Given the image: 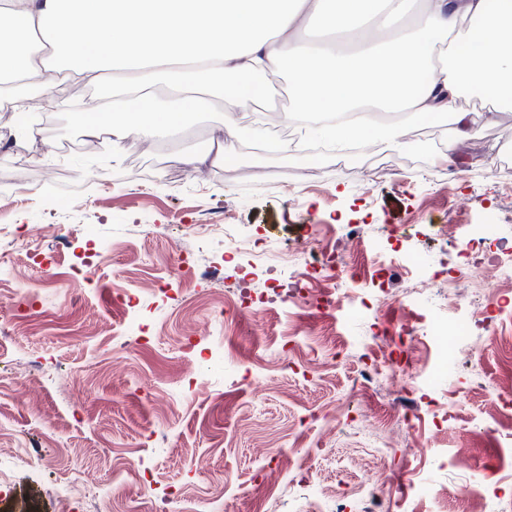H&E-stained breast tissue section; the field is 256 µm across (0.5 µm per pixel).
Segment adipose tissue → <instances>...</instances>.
Masks as SVG:
<instances>
[{
    "instance_id": "ef3b65f1",
    "label": "adipose tissue",
    "mask_w": 512,
    "mask_h": 512,
    "mask_svg": "<svg viewBox=\"0 0 512 512\" xmlns=\"http://www.w3.org/2000/svg\"><path fill=\"white\" fill-rule=\"evenodd\" d=\"M0 0V82L26 79L51 89L69 78L96 88L117 71L181 97L162 109L149 94L113 97L80 113L92 136L107 135L120 159L130 135L151 140L188 111L219 105L250 110L263 78L287 73L295 111L341 115L322 127L331 144L364 142L413 149L409 121L358 120L365 108L447 115L453 143L471 123L467 100L481 96L488 122L512 109V0H388L389 14L363 49L335 54L304 45L310 25L324 30L373 12L378 0ZM22 49L4 42L17 28Z\"/></svg>"
}]
</instances>
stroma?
<instances>
[{
	"mask_svg": "<svg viewBox=\"0 0 512 512\" xmlns=\"http://www.w3.org/2000/svg\"><path fill=\"white\" fill-rule=\"evenodd\" d=\"M220 112L190 114L182 133L152 142L129 136L113 167L89 165L100 152L57 109L47 121L27 118L33 137L14 131L0 112V448L18 449L6 468L10 493L0 512H55L48 487L79 471L108 477L114 452H136L154 487L125 501L120 488L99 487V512H165L176 491L184 512H205L216 485L224 512H313L306 472L341 476L347 512H363L359 491H372L374 450L387 445L388 413L412 418L407 443L389 447V481L375 512H466L455 493L463 479L484 476L500 504L512 502V416L489 418L499 392L503 348L449 355L455 328L469 321L448 285L427 282L418 311L437 320L438 335L406 326V304L391 300L378 318L350 304L326 321L315 304L276 302L270 316L237 307L242 250L224 260L223 236L191 232L194 224H228L232 237L271 240L277 254L337 253L364 279L393 268L401 281L422 266H454L473 237L512 254V188L491 176L512 134V112L497 124L476 118L458 148L451 180L436 157L451 139L438 116L413 121L438 128L424 153L371 148L366 163L385 160L396 175L358 176L356 164L287 153L240 155L196 170L194 152L217 150ZM363 241L353 244L354 225ZM102 248L88 278L74 281L87 240ZM136 290L135 313L146 340L103 338L95 326L122 327L117 289ZM380 321L398 360L420 357L409 390L387 383L372 397L355 393L364 353ZM342 352L336 365L319 359ZM333 412V434L319 415ZM465 449L457 460V449Z\"/></svg>",
	"mask_w": 512,
	"mask_h": 512,
	"instance_id": "35a3bbf8",
	"label": "stroma"
}]
</instances>
